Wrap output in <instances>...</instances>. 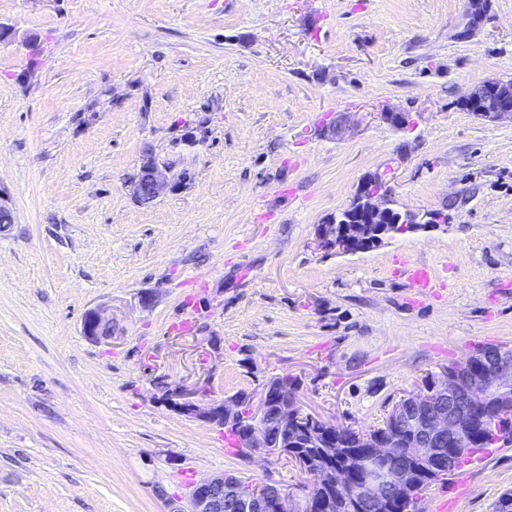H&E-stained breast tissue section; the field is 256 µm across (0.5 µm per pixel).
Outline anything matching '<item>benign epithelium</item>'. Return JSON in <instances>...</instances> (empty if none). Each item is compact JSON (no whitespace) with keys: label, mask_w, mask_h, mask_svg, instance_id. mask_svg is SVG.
<instances>
[{"label":"benign epithelium","mask_w":512,"mask_h":512,"mask_svg":"<svg viewBox=\"0 0 512 512\" xmlns=\"http://www.w3.org/2000/svg\"><path fill=\"white\" fill-rule=\"evenodd\" d=\"M467 110L477 116L512 120V83L486 81L473 86L463 97ZM184 186L180 175L163 173L152 155H147L138 174L130 180L135 202L151 207L166 193ZM393 208L391 189L376 176L364 183L349 207V224L318 226V247L342 254H357L380 247L401 234L402 225L388 223ZM84 331L91 337L112 335V323L95 310L85 316ZM169 400L183 414L224 425V419L239 417V407L250 411L243 432V447L271 456L281 447L270 442L267 415L270 385H265L257 403L242 397L232 401L202 402L198 393L183 388L168 393ZM493 399L498 415L512 417V347L484 349L453 369H444L433 382L398 401L390 411L394 433L388 438L357 431L355 437L364 451L349 457L348 467L337 466L317 474V481L342 488L353 482L359 506L384 505L401 499L409 502L407 489L414 473L407 459L415 458L430 473L451 471L469 449L446 448L448 442L465 440L475 429L476 405ZM303 413L299 399L283 396L279 418L283 427ZM411 432L413 443L398 446L402 435ZM288 494L268 485L263 495L246 497L238 480L225 475L203 480L191 489L186 506L173 512H288Z\"/></svg>","instance_id":"7a95c632"}]
</instances>
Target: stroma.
<instances>
[{
  "label": "stroma",
  "instance_id": "35a3bbf8",
  "mask_svg": "<svg viewBox=\"0 0 512 512\" xmlns=\"http://www.w3.org/2000/svg\"><path fill=\"white\" fill-rule=\"evenodd\" d=\"M481 2L473 21L468 0H0V512H173L185 469L304 512L297 464L227 453L169 389L255 401L287 374L307 411L365 431L475 348L512 347V122L461 106L512 80V0ZM148 154L187 182L142 207ZM375 176L446 226L318 249ZM407 261L442 289L412 298ZM193 276L194 329L170 332ZM92 309L111 335L85 334ZM467 471L418 512H497L512 445Z\"/></svg>",
  "mask_w": 512,
  "mask_h": 512
}]
</instances>
